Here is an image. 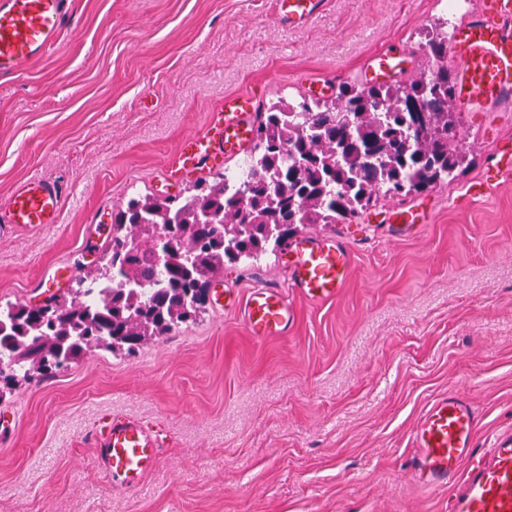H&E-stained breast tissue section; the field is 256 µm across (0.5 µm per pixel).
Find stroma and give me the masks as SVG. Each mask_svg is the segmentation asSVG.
<instances>
[{
    "mask_svg": "<svg viewBox=\"0 0 512 512\" xmlns=\"http://www.w3.org/2000/svg\"><path fill=\"white\" fill-rule=\"evenodd\" d=\"M276 0H74L59 42L0 75V214L21 180L65 189L60 223L0 236V304L66 294L92 270L133 194H174L235 159L163 177L180 141L203 133L225 95L256 106L305 98L309 79L342 81L374 51L426 66L422 33L437 0H325L303 27ZM472 163L452 182L382 199L315 234L353 251L336 299L294 298L284 336L257 339L243 310L207 299L197 318L133 354L96 351L0 400V512H445L408 472L430 400L464 390L478 441L512 427V179L469 196L512 111L461 115ZM414 209L399 224L395 205ZM286 286L280 256L226 266L246 298ZM161 430L165 445L133 490L95 465L104 414Z\"/></svg>",
    "mask_w": 512,
    "mask_h": 512,
    "instance_id": "obj_1",
    "label": "stroma"
}]
</instances>
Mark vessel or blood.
<instances>
[{"mask_svg":"<svg viewBox=\"0 0 512 512\" xmlns=\"http://www.w3.org/2000/svg\"><path fill=\"white\" fill-rule=\"evenodd\" d=\"M70 0H0V75L19 71L42 58L56 43ZM323 0H276L280 21L300 27L316 14ZM449 57L456 65V94L461 107L472 111L512 98V0H483V12L456 26ZM375 76L400 67L395 51L374 55ZM246 95H228L206 132L184 138L172 172L207 166L219 155L245 152L252 140ZM63 194L54 183L27 178L12 191L0 214V232L19 225L38 228L60 223ZM288 289L318 301L337 297L352 268V255L338 241L309 235L286 249ZM287 289L260 285L245 302V321L252 336H280L296 314ZM482 414L471 398L451 389L432 399L412 433L414 482L428 493L447 492L448 512H512V434L497 438L482 453L474 437ZM91 439L99 468L116 486L135 488L156 464L162 441L143 421L110 416Z\"/></svg>","mask_w":512,"mask_h":512,"instance_id":"obj_1","label":"vessel or blood"}]
</instances>
